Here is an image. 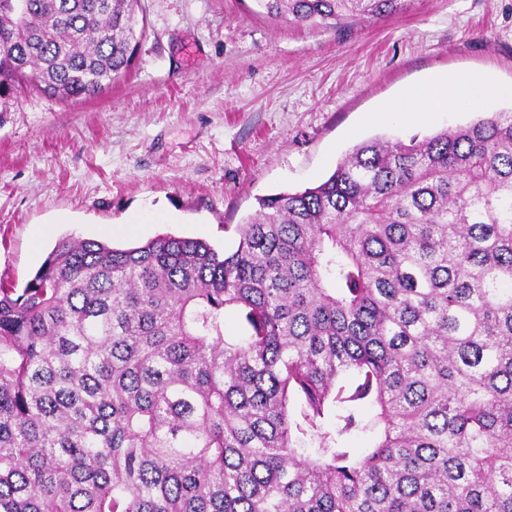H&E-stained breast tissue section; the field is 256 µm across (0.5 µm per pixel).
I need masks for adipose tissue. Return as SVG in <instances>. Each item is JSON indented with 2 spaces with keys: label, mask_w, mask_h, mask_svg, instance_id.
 Here are the masks:
<instances>
[{
  "label": "adipose tissue",
  "mask_w": 512,
  "mask_h": 512,
  "mask_svg": "<svg viewBox=\"0 0 512 512\" xmlns=\"http://www.w3.org/2000/svg\"><path fill=\"white\" fill-rule=\"evenodd\" d=\"M505 96L512 97V86L503 87L477 80L451 85L434 77L420 89L409 92L403 102L393 108L392 114L413 120L425 115L469 109L488 99Z\"/></svg>",
  "instance_id": "obj_1"
}]
</instances>
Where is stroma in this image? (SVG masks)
Returning <instances> with one entry per match:
<instances>
[{
	"mask_svg": "<svg viewBox=\"0 0 512 512\" xmlns=\"http://www.w3.org/2000/svg\"><path fill=\"white\" fill-rule=\"evenodd\" d=\"M141 7L136 57L109 89L62 102L25 87L0 112V278L15 287L65 236L232 250L258 198L318 185L357 144L512 108L378 116L433 72L511 86L512 0H405L339 29L269 19L254 0Z\"/></svg>",
	"mask_w": 512,
	"mask_h": 512,
	"instance_id": "1",
	"label": "stroma"
}]
</instances>
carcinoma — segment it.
Listing matches in <instances>:
<instances>
[{"mask_svg": "<svg viewBox=\"0 0 512 512\" xmlns=\"http://www.w3.org/2000/svg\"><path fill=\"white\" fill-rule=\"evenodd\" d=\"M135 2L0 0V105L112 86ZM254 2L334 28L403 0ZM257 203L230 252L65 237L0 279V512H512V111Z\"/></svg>", "mask_w": 512, "mask_h": 512, "instance_id": "carcinoma-1", "label": "carcinoma"}]
</instances>
